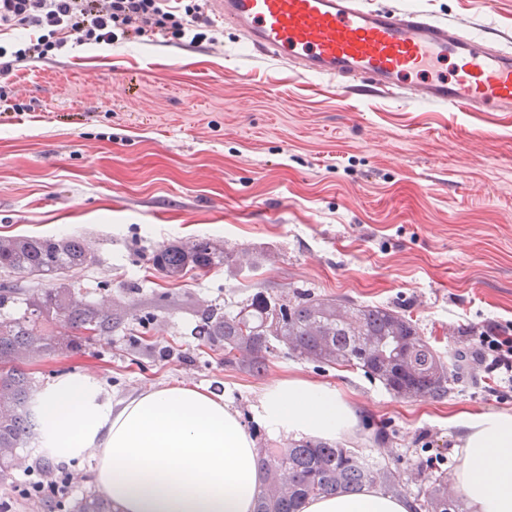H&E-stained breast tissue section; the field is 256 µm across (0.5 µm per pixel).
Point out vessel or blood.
Wrapping results in <instances>:
<instances>
[{
    "label": "vessel or blood",
    "mask_w": 512,
    "mask_h": 512,
    "mask_svg": "<svg viewBox=\"0 0 512 512\" xmlns=\"http://www.w3.org/2000/svg\"><path fill=\"white\" fill-rule=\"evenodd\" d=\"M254 54L328 76L344 91L405 95L467 112L512 110V50L453 20L366 0H209Z\"/></svg>",
    "instance_id": "1"
}]
</instances>
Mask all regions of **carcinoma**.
<instances>
[{"label":"carcinoma","mask_w":512,"mask_h":512,"mask_svg":"<svg viewBox=\"0 0 512 512\" xmlns=\"http://www.w3.org/2000/svg\"><path fill=\"white\" fill-rule=\"evenodd\" d=\"M91 244L80 235L66 238L0 236V270L53 282L18 296L0 288V307L19 305L0 315V485L13 482L19 449L34 434L31 409L35 382L25 372L28 350L37 356L74 351L86 332L110 336L123 321V306L105 310L79 297L66 283L71 273L93 260ZM229 259L224 245L200 238L161 245L151 264L163 278L178 281L192 271L207 273ZM197 334L224 347V360L262 375L269 357L285 349L317 366L363 371L401 399L442 400L450 392L448 362L422 338L416 324L384 305L321 298L303 291L271 294L258 290L235 309L209 305L198 311ZM258 484L254 512H302L317 497L356 495L376 488L403 497L413 475L345 444L291 439L281 448H261L256 456ZM413 512H467L464 496L448 489L443 476H423ZM73 512H114L112 504L85 494Z\"/></svg>","instance_id":"carcinoma-1"}]
</instances>
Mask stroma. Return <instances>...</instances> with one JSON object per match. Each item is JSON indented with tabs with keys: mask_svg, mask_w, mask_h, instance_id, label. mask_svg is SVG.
<instances>
[{
	"mask_svg": "<svg viewBox=\"0 0 512 512\" xmlns=\"http://www.w3.org/2000/svg\"><path fill=\"white\" fill-rule=\"evenodd\" d=\"M378 2L512 37V0ZM16 234L86 237L94 260L75 287L136 314L81 351L30 359L38 385L88 373L119 401L189 380L238 409L261 448L287 440L260 423L261 390L301 374L354 404L341 443L408 472L439 454L451 479L449 416L512 413V397L465 368L447 398L404 400L282 351L255 376L195 334L198 308L261 288L390 306L441 350L512 322V112L347 98L229 28L213 42L77 46L0 82V235ZM203 237L223 241L224 266L176 282L153 270L155 247Z\"/></svg>",
	"mask_w": 512,
	"mask_h": 512,
	"instance_id": "stroma-1",
	"label": "stroma"
}]
</instances>
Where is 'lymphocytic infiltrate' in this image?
<instances>
[{"instance_id": "1", "label": "lymphocytic infiltrate", "mask_w": 512, "mask_h": 512, "mask_svg": "<svg viewBox=\"0 0 512 512\" xmlns=\"http://www.w3.org/2000/svg\"><path fill=\"white\" fill-rule=\"evenodd\" d=\"M213 23L198 0H0V78L52 59L67 45H109L118 39H206ZM18 30L31 38L14 39ZM460 358L512 391V324L482 331Z\"/></svg>"}]
</instances>
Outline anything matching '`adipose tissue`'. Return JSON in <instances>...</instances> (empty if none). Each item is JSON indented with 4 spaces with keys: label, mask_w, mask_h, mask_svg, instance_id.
Returning a JSON list of instances; mask_svg holds the SVG:
<instances>
[{
    "label": "adipose tissue",
    "mask_w": 512,
    "mask_h": 512,
    "mask_svg": "<svg viewBox=\"0 0 512 512\" xmlns=\"http://www.w3.org/2000/svg\"><path fill=\"white\" fill-rule=\"evenodd\" d=\"M43 454L95 461L93 482L116 512H253L255 440L223 397L178 382L112 401L87 374H70L35 396ZM258 410L281 434L333 440L357 423L351 403L300 376L259 394ZM457 484L471 512H512V414L460 413ZM304 512H411L375 490L316 499Z\"/></svg>",
    "instance_id": "ef3b65f1"
}]
</instances>
